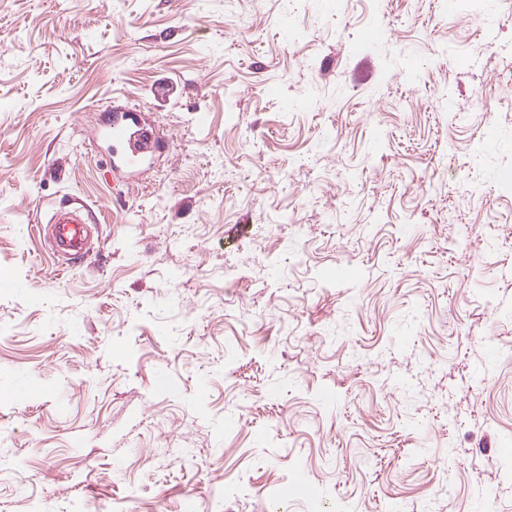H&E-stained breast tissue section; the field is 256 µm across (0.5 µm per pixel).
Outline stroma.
<instances>
[{
	"label": "stroma",
	"mask_w": 512,
	"mask_h": 512,
	"mask_svg": "<svg viewBox=\"0 0 512 512\" xmlns=\"http://www.w3.org/2000/svg\"><path fill=\"white\" fill-rule=\"evenodd\" d=\"M509 182L512 0H0V512H512ZM94 131L96 139L109 142L112 148V169L134 172L144 164L146 157L160 138L156 127L141 123L137 108L109 110ZM88 224L92 223L86 209L69 208V204L60 203L50 220L49 235L58 249L74 256L89 247L91 233Z\"/></svg>",
	"instance_id": "1"
}]
</instances>
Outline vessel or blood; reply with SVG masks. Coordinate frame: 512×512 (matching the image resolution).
I'll use <instances>...</instances> for the list:
<instances>
[{
  "instance_id": "obj_1",
  "label": "vessel or blood",
  "mask_w": 512,
  "mask_h": 512,
  "mask_svg": "<svg viewBox=\"0 0 512 512\" xmlns=\"http://www.w3.org/2000/svg\"><path fill=\"white\" fill-rule=\"evenodd\" d=\"M94 136L109 142L113 170L132 172L143 165L160 134L156 128L141 123L134 110L117 109L103 116ZM90 222L88 211L62 203L54 210L49 235L57 248L74 256L89 247Z\"/></svg>"
}]
</instances>
